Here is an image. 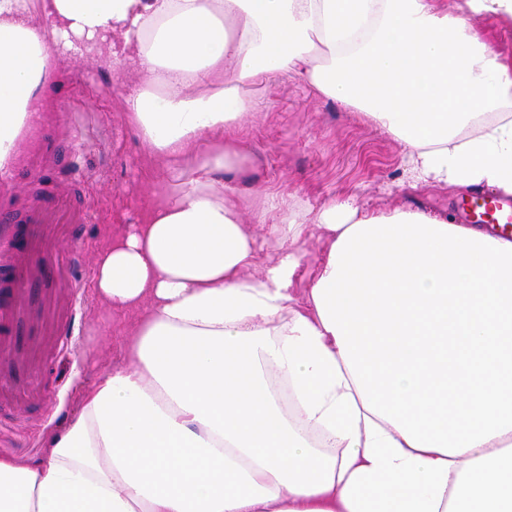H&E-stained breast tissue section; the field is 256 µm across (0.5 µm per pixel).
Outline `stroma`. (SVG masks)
<instances>
[{
	"label": "stroma",
	"mask_w": 512,
	"mask_h": 512,
	"mask_svg": "<svg viewBox=\"0 0 512 512\" xmlns=\"http://www.w3.org/2000/svg\"><path fill=\"white\" fill-rule=\"evenodd\" d=\"M134 76L109 73L97 61H65L52 87L40 135L23 145L10 185L0 187V213L24 223L25 204L76 192L89 211L83 224L54 227L51 248L76 239L80 269L92 273L96 251L125 225L139 223L151 200L154 168L139 135L125 121V97ZM262 109L241 133L255 153L262 186L289 203L319 206L350 195L379 209L401 205L456 214L460 193L431 185L387 188L405 177L403 146L373 120L281 76L257 87ZM70 321L72 346L41 361L43 386L21 400L0 428V453L38 459L47 435L80 407V394L103 368L122 363L134 318L108 309L92 286Z\"/></svg>",
	"instance_id": "stroma-1"
}]
</instances>
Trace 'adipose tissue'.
Segmentation results:
<instances>
[{
  "label": "adipose tissue",
  "instance_id": "adipose-tissue-1",
  "mask_svg": "<svg viewBox=\"0 0 512 512\" xmlns=\"http://www.w3.org/2000/svg\"><path fill=\"white\" fill-rule=\"evenodd\" d=\"M486 17L512 0H0V180L57 57H90L138 72L126 120L161 194L93 257L97 298L136 317L125 361L39 461L0 454V512H512V240L351 198L248 211L236 181L252 89L285 74L380 123L412 184L511 196Z\"/></svg>",
  "mask_w": 512,
  "mask_h": 512
}]
</instances>
